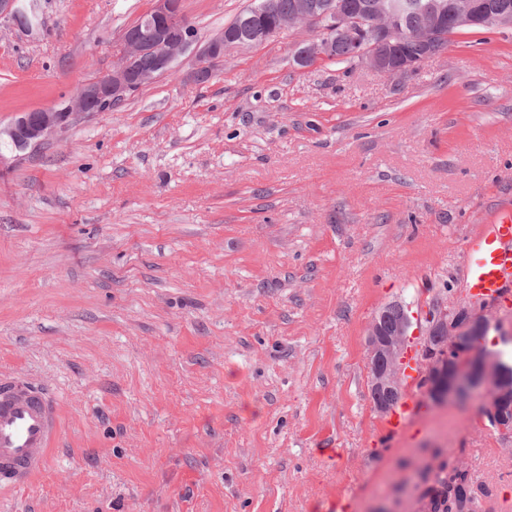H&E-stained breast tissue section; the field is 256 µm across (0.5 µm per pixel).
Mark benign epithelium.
Returning a JSON list of instances; mask_svg holds the SVG:
<instances>
[{"label": "benign epithelium", "mask_w": 512, "mask_h": 512, "mask_svg": "<svg viewBox=\"0 0 512 512\" xmlns=\"http://www.w3.org/2000/svg\"><path fill=\"white\" fill-rule=\"evenodd\" d=\"M23 0H0V21L24 34L35 27L21 22ZM373 19L364 14L350 15L340 4L324 10L312 0H301L298 10L280 18L277 25H254L246 37L220 31L201 40L192 34L182 15L181 0H153L152 7L138 23L125 30L120 38L122 56L112 69L85 81L73 98L60 109L55 105L23 112L10 124L0 127V142L15 151L35 148L48 137L65 129L70 120L82 113L106 112L126 101L136 89L155 81L150 73H140L136 59L150 52L160 70L168 73L185 52L194 53L195 76L210 79L229 50L249 49L291 28L308 27L317 32L313 39L299 42L294 60L306 68L333 56L334 41L355 30H369L367 38L355 51L356 65L387 76L406 74L433 54L407 57L400 47L409 39L423 45L435 41L445 25L455 28L512 27V13L497 8L493 0H373ZM427 16L424 27L409 31L403 19L412 13ZM395 304H388L372 318L366 329V367L370 391L377 400L374 409L388 413L404 393L402 358L408 340L409 315L386 324ZM426 328L420 339L418 382L427 399L437 404L472 396L480 389L484 396L482 414L493 418L498 431L512 434V421L502 412L512 407V375L499 357L478 346L476 338L501 319L495 300L453 301L426 313Z\"/></svg>", "instance_id": "benign-epithelium-1"}]
</instances>
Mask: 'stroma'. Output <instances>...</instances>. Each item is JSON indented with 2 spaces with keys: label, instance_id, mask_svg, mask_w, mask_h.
I'll use <instances>...</instances> for the list:
<instances>
[{
  "label": "stroma",
  "instance_id": "1",
  "mask_svg": "<svg viewBox=\"0 0 512 512\" xmlns=\"http://www.w3.org/2000/svg\"><path fill=\"white\" fill-rule=\"evenodd\" d=\"M253 0H182L205 39ZM152 0H41L0 25V125L118 63ZM311 30L191 54L109 112L0 149V374L63 433L0 512H423L462 463L512 512V451L482 400L388 439L366 328L471 299L468 241L512 207V28L460 32L388 77L293 61Z\"/></svg>",
  "mask_w": 512,
  "mask_h": 512
}]
</instances>
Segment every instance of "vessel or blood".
Listing matches in <instances>:
<instances>
[{"mask_svg":"<svg viewBox=\"0 0 512 512\" xmlns=\"http://www.w3.org/2000/svg\"><path fill=\"white\" fill-rule=\"evenodd\" d=\"M467 284L483 297L498 296L512 278V212L481 225L466 250ZM421 410L413 390L394 406L382 427L396 436L408 432ZM62 428L54 402L39 388L0 378V484L25 486L45 467Z\"/></svg>","mask_w":512,"mask_h":512,"instance_id":"b4317fda","label":"vessel or blood"}]
</instances>
